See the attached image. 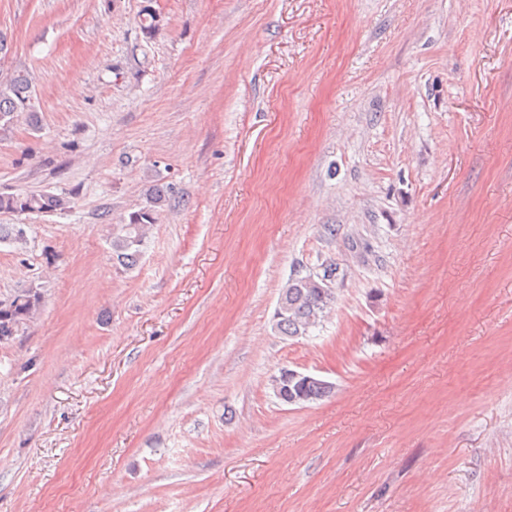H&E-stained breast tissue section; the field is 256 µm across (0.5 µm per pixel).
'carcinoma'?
Masks as SVG:
<instances>
[{
	"label": "carcinoma",
	"instance_id": "cac0c4a2",
	"mask_svg": "<svg viewBox=\"0 0 512 512\" xmlns=\"http://www.w3.org/2000/svg\"><path fill=\"white\" fill-rule=\"evenodd\" d=\"M26 115L36 118L31 80L24 72L0 78V122L8 125L15 118ZM167 192L158 189L151 205L132 212L120 224L112 225V250L117 259L127 266L134 265L141 253L156 215L166 205ZM71 208L66 195L48 192H0V213H57ZM26 232L19 224H1L0 240L9 238L17 244L25 241ZM337 264L322 265V272L296 276L288 280L280 291L274 329L288 338L306 336L318 326L336 303ZM41 304V296L29 288L12 299L0 300V342L13 336L16 327L31 317ZM333 385L318 378L301 379L284 384V399L300 397L317 402L332 393Z\"/></svg>",
	"mask_w": 512,
	"mask_h": 512
}]
</instances>
